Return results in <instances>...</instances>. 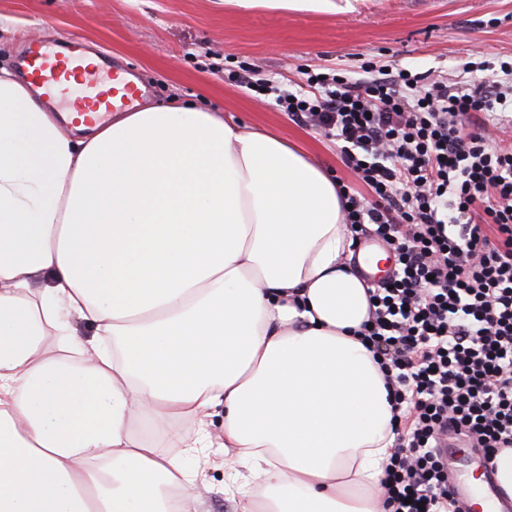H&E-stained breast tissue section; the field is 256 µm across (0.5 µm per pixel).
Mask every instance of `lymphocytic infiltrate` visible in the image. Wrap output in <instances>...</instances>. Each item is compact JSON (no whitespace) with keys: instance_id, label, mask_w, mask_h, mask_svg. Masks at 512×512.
Returning <instances> with one entry per match:
<instances>
[{"instance_id":"1","label":"lymphocytic infiltrate","mask_w":512,"mask_h":512,"mask_svg":"<svg viewBox=\"0 0 512 512\" xmlns=\"http://www.w3.org/2000/svg\"><path fill=\"white\" fill-rule=\"evenodd\" d=\"M363 77L309 75L308 92L231 74L293 121L336 141L358 179L342 185L353 232L380 239L395 269L370 292L362 334L403 410L383 512H461L440 457L444 434L487 466L512 448V61L501 80H428L365 63Z\"/></svg>"}]
</instances>
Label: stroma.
<instances>
[{
	"mask_svg": "<svg viewBox=\"0 0 512 512\" xmlns=\"http://www.w3.org/2000/svg\"><path fill=\"white\" fill-rule=\"evenodd\" d=\"M334 13L240 8L230 0H0V67L18 68L33 40L56 45L75 33L104 69L134 75L142 99L177 97L270 129L321 158L344 182L354 175L334 141L289 120L225 78L229 63L296 91L307 73L359 77L374 59L431 78L458 76L465 63L512 57V0H336ZM193 493L203 512H235L224 494L223 449Z\"/></svg>",
	"mask_w": 512,
	"mask_h": 512,
	"instance_id": "35a3bbf8",
	"label": "stroma"
}]
</instances>
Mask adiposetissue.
<instances>
[{"label": "adipose tissue", "instance_id": "adipose-tissue-1", "mask_svg": "<svg viewBox=\"0 0 512 512\" xmlns=\"http://www.w3.org/2000/svg\"><path fill=\"white\" fill-rule=\"evenodd\" d=\"M74 118L0 68V512H199V469L132 429L181 420L169 448L234 450L238 512H381L379 258L331 173L175 99Z\"/></svg>", "mask_w": 512, "mask_h": 512}]
</instances>
